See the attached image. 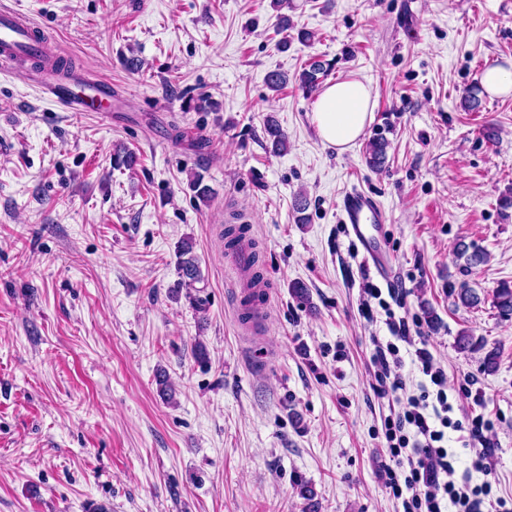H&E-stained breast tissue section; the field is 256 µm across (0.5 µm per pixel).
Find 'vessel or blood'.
Returning a JSON list of instances; mask_svg holds the SVG:
<instances>
[{
	"label": "vessel or blood",
	"mask_w": 512,
	"mask_h": 512,
	"mask_svg": "<svg viewBox=\"0 0 512 512\" xmlns=\"http://www.w3.org/2000/svg\"><path fill=\"white\" fill-rule=\"evenodd\" d=\"M27 68L39 78L41 91L69 112H108L112 109L111 87L75 74L56 72L51 46L38 34L34 22L19 9L0 8V69ZM340 221L350 227L365 257L374 259L382 251L381 226L385 214L380 205L363 190L346 191Z\"/></svg>",
	"instance_id": "vessel-or-blood-1"
}]
</instances>
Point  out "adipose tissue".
Segmentation results:
<instances>
[{
    "instance_id": "adipose-tissue-1",
    "label": "adipose tissue",
    "mask_w": 512,
    "mask_h": 512,
    "mask_svg": "<svg viewBox=\"0 0 512 512\" xmlns=\"http://www.w3.org/2000/svg\"><path fill=\"white\" fill-rule=\"evenodd\" d=\"M372 117L370 86L356 79H345L321 91L311 121L322 142L342 152L362 135Z\"/></svg>"
}]
</instances>
